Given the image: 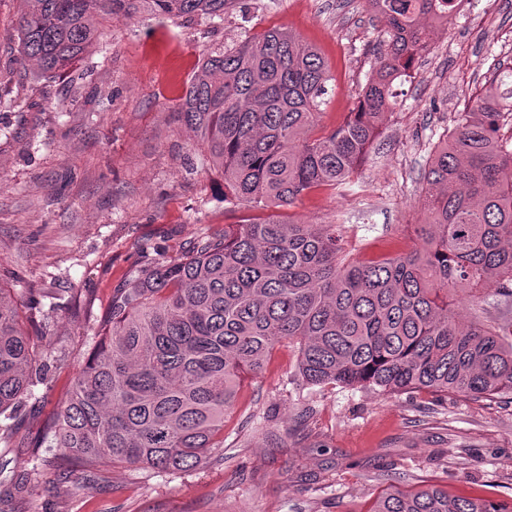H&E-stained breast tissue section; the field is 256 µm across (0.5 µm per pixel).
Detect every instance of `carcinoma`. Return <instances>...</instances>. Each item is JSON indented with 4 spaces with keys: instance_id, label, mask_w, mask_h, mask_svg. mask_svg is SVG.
<instances>
[{
    "instance_id": "carcinoma-1",
    "label": "carcinoma",
    "mask_w": 512,
    "mask_h": 512,
    "mask_svg": "<svg viewBox=\"0 0 512 512\" xmlns=\"http://www.w3.org/2000/svg\"><path fill=\"white\" fill-rule=\"evenodd\" d=\"M245 0H21L18 51L55 77L83 59L101 26L145 15L225 20ZM382 24L376 66L356 111L322 124L331 80L321 52L272 28L205 55L179 121L224 176V201L250 215L159 258L114 286L98 341L48 423L51 448L92 472L120 464L194 471L224 451V421L244 375L283 346L305 387L374 394L425 391L479 401L512 396V322H462L460 291L495 286L512 300V65L493 64L483 92L429 156L414 225L420 247L353 261L339 224H295L269 209L352 183L397 104L396 85L430 53L464 0H367ZM18 309L0 293V417L45 381ZM0 462V497L36 471ZM371 512H512V503L389 488Z\"/></svg>"
}]
</instances>
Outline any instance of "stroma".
Returning a JSON list of instances; mask_svg holds the SVG:
<instances>
[{"mask_svg":"<svg viewBox=\"0 0 512 512\" xmlns=\"http://www.w3.org/2000/svg\"><path fill=\"white\" fill-rule=\"evenodd\" d=\"M222 25L143 18L106 23L85 59L53 79L18 53L17 0H0V286L41 326L47 379L0 435L8 459H42L9 512H369L373 491L441 483L460 497L512 498V401L427 392L305 389L278 349L246 380L224 451L185 474L121 465L63 488L48 473V418L96 344L114 286L156 252L179 255L237 223L224 178L201 164L176 102L204 53L280 27L318 47L335 78L323 123L358 104L380 26L366 0H249ZM512 64V0H463L439 28L354 184L278 210L284 221L341 224L352 257L412 250L428 157L494 61Z\"/></svg>","mask_w":512,"mask_h":512,"instance_id":"stroma-1","label":"stroma"}]
</instances>
